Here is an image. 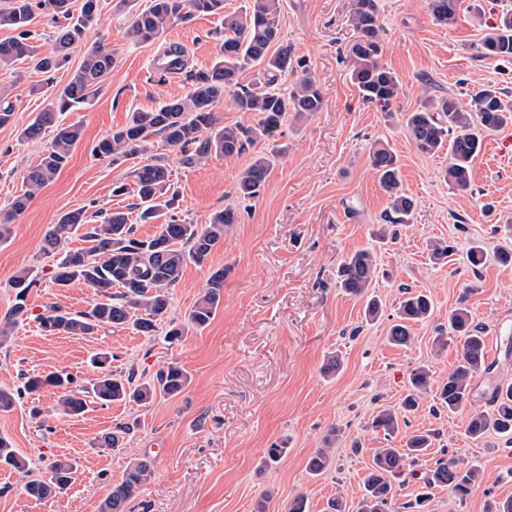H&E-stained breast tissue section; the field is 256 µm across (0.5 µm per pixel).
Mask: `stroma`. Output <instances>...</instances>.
Returning a JSON list of instances; mask_svg holds the SVG:
<instances>
[{
    "mask_svg": "<svg viewBox=\"0 0 512 512\" xmlns=\"http://www.w3.org/2000/svg\"><path fill=\"white\" fill-rule=\"evenodd\" d=\"M116 2L101 0L100 25L72 49L52 85L24 62L0 69V91H8L15 106L12 122L0 127L2 208L23 192L28 167L52 141L49 130L35 142L19 137L46 95L68 83L87 42L101 38L118 51L92 105L65 115L66 122L82 128L69 163L0 241V320L13 305L10 280L28 269L37 280L28 313L0 337V389L18 394L13 408L0 412V435L30 466L41 468L57 458L79 463L71 488L45 501L24 493L20 474L1 469L0 512H101L126 463L144 455L153 461L154 474L137 494L134 512H257L261 500L267 512H283L299 494L307 496L310 512H324L335 496L344 498L346 512H357L376 450L402 445L400 437L388 440L372 430L375 413L407 394L414 367L427 366L440 382L457 364L454 349L433 345L439 329L448 326L450 310L465 305L486 342L497 345L493 375L477 373L474 386L483 391L493 379L512 383V266L490 259L475 268L467 260L473 243L490 252L512 245V156L501 152L512 125L486 135L469 190L451 189L444 179L447 151L418 153L397 121L359 98L343 60L354 38L349 0H281L283 38L319 82L322 112L282 116L270 142L286 151L253 199L235 192L252 152L214 156L190 168L177 155L169 157L180 195L177 218L205 224L227 205L239 214L208 263L187 265L170 290L169 315L182 318L203 295L210 274L227 268L214 320L173 344L126 326L93 336L51 335L41 330L39 314L52 306L88 310L95 294L77 282L66 288L53 284V263L42 254L48 228L72 210L127 212L134 202L113 196L112 184L128 175L137 158L115 163L95 155V146L125 125L133 109L186 96L191 73L209 67L222 43L223 15L194 14L158 40L132 44L124 18L114 13ZM462 3L455 23L440 26L429 0H379L382 61L401 87L394 112L416 110L441 95L465 101L487 84L512 96V63L477 51L488 27L512 12V0ZM172 44L188 51L183 71L174 75L156 64ZM377 141L395 150L404 189L414 201L396 237L384 241L376 232L389 200L369 162ZM434 240L452 246L438 264L429 255ZM362 249L373 250L378 261L371 291L382 312L372 321L364 317V301L336 284L340 262ZM407 288L429 295L434 313L413 325L410 346L396 347L387 332ZM101 351L111 352L113 371L149 376L176 361L192 382L180 395L143 407L91 402L73 417L56 412L57 389L23 392L26 378L60 370L88 383L100 373L90 357ZM333 355L342 361L340 370L323 374ZM34 407L43 409L42 417L31 415ZM488 407L479 397L451 413L438 408L430 391L409 414L407 430L436 434L419 469L447 453L481 470L479 489L466 499L433 489L430 512H487L490 501L512 497V439L493 433L475 440L465 433L471 413ZM119 422L133 427L123 452L99 448L98 437ZM276 441L287 442L288 453L278 463H266L265 450ZM319 448L331 449L332 465L314 475L307 461Z\"/></svg>",
    "mask_w": 512,
    "mask_h": 512,
    "instance_id": "35a3bbf8",
    "label": "stroma"
}]
</instances>
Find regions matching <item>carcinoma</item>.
<instances>
[{"instance_id": "obj_1", "label": "carcinoma", "mask_w": 512, "mask_h": 512, "mask_svg": "<svg viewBox=\"0 0 512 512\" xmlns=\"http://www.w3.org/2000/svg\"><path fill=\"white\" fill-rule=\"evenodd\" d=\"M281 0H248L240 10L224 14V0H148L139 9L134 0H117L115 9L125 14L126 36L134 44L152 41L176 21L191 13L224 15V41L221 53L211 67L191 75L192 89L179 99L157 107L132 111L126 124L112 131L95 147L103 157L120 158L146 155L130 173L131 181L120 180L113 186L115 195L129 194L138 203V223L156 224L158 231L151 237L135 236L128 215L113 211L101 217L98 224H89L83 210L62 215L46 234L42 248L45 257H56L62 235L81 226L88 248L69 250L54 265V283L66 288L82 282L95 292V302L87 311L62 312L51 309L38 317L40 327L50 334L88 336L105 327L129 325L143 336L164 332L169 343L181 340L191 329L202 330L213 320L224 296V269L214 271L203 296L176 322L168 318L169 290L179 281L183 268L193 263H206L214 249L224 243V231L238 223L239 215L232 206L214 212L207 224L179 221L171 214L178 192L174 189L173 170L163 153L151 152L152 139H160L170 151L180 153L179 162L191 167L214 155L237 156L271 136L281 116L296 112L310 117L322 111L324 97L318 82L306 65L295 59L292 45L282 40L280 28ZM459 0H430L435 22L447 26L455 21ZM379 0H351L349 21L356 38L347 51L351 77L361 99L375 105L386 114L399 96L398 78L383 63V27L379 21ZM41 15L62 18L53 53L42 55L33 44L37 36L35 24ZM101 22L99 0H83L79 13L72 10V0H0V27L16 32L9 40L0 41V68H9L18 60H26L36 71L48 74L67 61L68 50L81 42L87 30ZM479 50L488 56L512 59V15L489 27L481 39ZM165 69L180 70L185 66L186 50L178 45L164 53ZM115 64L114 51L103 44L90 48L68 83L47 98V104L23 130L28 141L40 138L44 128L55 127L51 147L41 154L25 176L26 190L0 210V238L9 232L29 207L37 191L52 183L68 164L73 150L82 138L81 126L65 124L58 116L78 111L92 104L103 81ZM301 68L288 88H281L280 78ZM251 74L248 83L242 75ZM228 100L238 112H252L257 117L250 125L224 126L213 112L216 104ZM512 123V101L503 92L486 85L464 102L453 96L432 98L421 108L402 114L404 130L417 152L433 155L448 147L445 180L456 191L470 186L471 166L481 151L483 134ZM282 150L258 151L251 163L238 175L237 193L255 198L265 186L275 160ZM370 165L390 200L386 222L402 224L414 207L412 198L402 188L398 157L385 142L372 145ZM376 274L374 254L369 250L348 255L338 270V285L346 293L365 296ZM37 283L33 272L25 270L10 281L15 303L10 316L19 317L27 311V296ZM120 292L114 294L112 289ZM433 311L429 296L407 293L397 309V323L390 328V342L406 346L412 336L410 324L428 319ZM435 347L450 346L458 353V365L442 383L438 400L450 412L473 400L472 379L477 372H490L483 331L473 324L469 310L459 306L448 313V335L434 339ZM112 355L97 353L93 362L103 372L87 387L78 385L77 378L67 372L31 377L25 390L35 392L50 386L62 391L55 411L79 416L84 413L86 395L102 406L133 402L143 406L158 397L180 395L190 383V374L176 362H168L145 380H138L135 371L115 373L109 369ZM411 390L398 407L380 410L372 427L388 437L399 432L400 422L407 419L418 405V398L432 383V373L426 366L412 369ZM491 409L474 412L467 423L469 437L479 439L490 432L512 434V384H495L490 391ZM130 428L116 430L97 439L98 447L111 451L120 449L124 434ZM435 438L430 430H415L406 436L401 448H381L374 455L364 478L357 512H394L395 481L408 475L422 483L415 502L409 507L424 512L430 500V489L446 487L461 498L469 496L480 484L478 467L465 465L453 456L439 458L424 472L404 471L426 454ZM331 465L323 448L308 460V469L321 474ZM8 467L23 475L27 496L41 501L64 493L72 483L77 463L69 459L49 462L45 471L33 470L29 463L0 436V467ZM153 474L152 461L144 456L127 463L121 478L112 484L103 512H130L129 504L137 491Z\"/></svg>"}]
</instances>
